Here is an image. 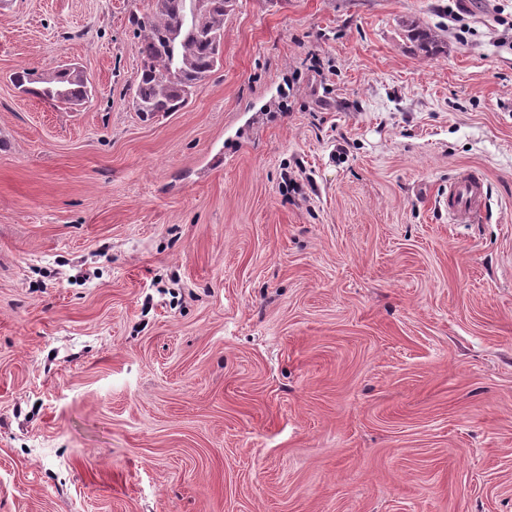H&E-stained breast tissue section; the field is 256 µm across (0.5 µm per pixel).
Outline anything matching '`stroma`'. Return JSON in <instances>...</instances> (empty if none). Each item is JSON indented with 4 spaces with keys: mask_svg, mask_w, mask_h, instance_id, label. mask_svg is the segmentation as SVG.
<instances>
[{
    "mask_svg": "<svg viewBox=\"0 0 512 512\" xmlns=\"http://www.w3.org/2000/svg\"><path fill=\"white\" fill-rule=\"evenodd\" d=\"M151 7L0 13V512H512V0H236L146 122ZM14 81L25 93L61 102L70 105L71 108L82 105L91 92L90 83L83 71L74 63L64 64L52 72L40 74L22 70L15 74ZM484 176L476 171L458 177L448 185V196L439 205L448 208V215L458 222H468L481 210L484 197Z\"/></svg>",
    "mask_w": 512,
    "mask_h": 512,
    "instance_id": "1",
    "label": "stroma"
}]
</instances>
